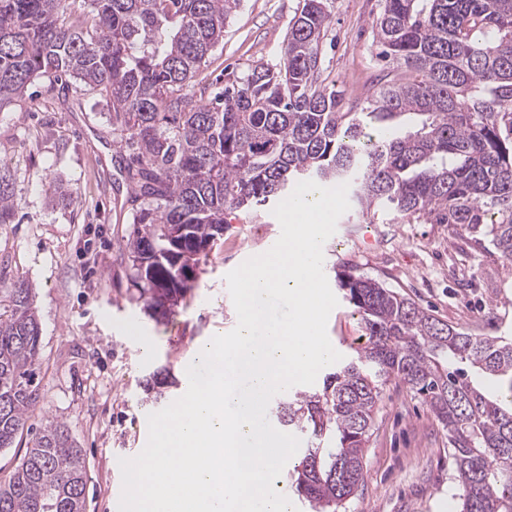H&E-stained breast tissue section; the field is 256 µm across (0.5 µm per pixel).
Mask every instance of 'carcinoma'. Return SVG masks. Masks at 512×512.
Here are the masks:
<instances>
[{
  "mask_svg": "<svg viewBox=\"0 0 512 512\" xmlns=\"http://www.w3.org/2000/svg\"><path fill=\"white\" fill-rule=\"evenodd\" d=\"M75 2L0 0V108L39 75L104 97L143 200L126 248L156 321L195 287L226 211L250 213L305 180L349 184L363 218L382 208L482 233L512 261V0H383L374 23L387 70L360 109L322 78L332 0H303L279 63L254 66L209 102L186 89L240 0H86L78 15ZM12 197L0 171V224L12 223ZM336 282L365 343L321 389L276 407L284 429L310 439L298 495L315 512L355 495L382 387L396 378L448 432L460 512H512V342L442 322L350 269ZM5 292L0 448L30 428L41 354L35 288ZM85 490L81 449L48 419L0 483V512H86Z\"/></svg>",
  "mask_w": 512,
  "mask_h": 512,
  "instance_id": "obj_1",
  "label": "carcinoma"
}]
</instances>
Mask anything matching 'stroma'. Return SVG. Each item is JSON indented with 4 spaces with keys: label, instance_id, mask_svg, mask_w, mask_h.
Instances as JSON below:
<instances>
[{
    "label": "stroma",
    "instance_id": "stroma-1",
    "mask_svg": "<svg viewBox=\"0 0 512 512\" xmlns=\"http://www.w3.org/2000/svg\"><path fill=\"white\" fill-rule=\"evenodd\" d=\"M302 0H242L224 40L200 67L204 100L259 63L278 62ZM381 0H335L323 66L347 99L365 103L379 67L373 22ZM103 98L52 77L35 78L0 109V168L10 178L12 223L0 224V286L36 290L42 328L36 418L63 423L87 469L86 512H114L119 461L137 456L145 418L181 397L198 348L237 325L225 276L269 250L281 227L271 211L226 212L224 234L207 249L200 275L168 323L150 316L131 281L125 248L141 207L114 147ZM66 201H59V194ZM328 282L337 270L385 282L442 321L512 340V266L448 224L409 223L377 213L374 223H338L323 246ZM327 334L350 356L363 322L336 291ZM170 381L162 399L145 390L154 372ZM365 480L345 512H458L448 434L395 380L387 382L366 450Z\"/></svg>",
    "mask_w": 512,
    "mask_h": 512
}]
</instances>
